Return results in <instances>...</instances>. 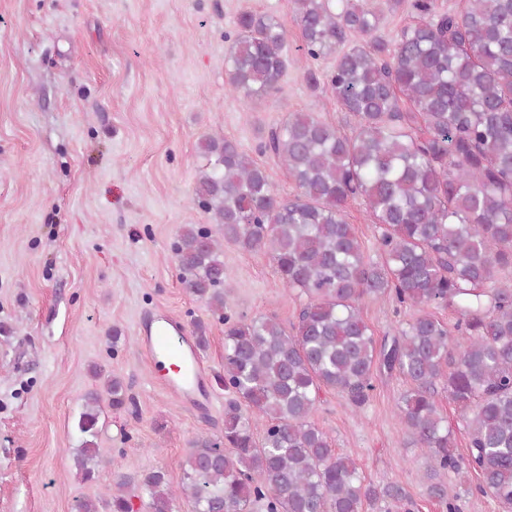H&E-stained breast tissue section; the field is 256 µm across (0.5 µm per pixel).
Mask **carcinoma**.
Masks as SVG:
<instances>
[{
    "mask_svg": "<svg viewBox=\"0 0 512 512\" xmlns=\"http://www.w3.org/2000/svg\"><path fill=\"white\" fill-rule=\"evenodd\" d=\"M294 0L302 50L332 56L325 86L350 133L294 112L259 144L298 188L278 194L240 144L222 134L200 141L205 169L192 201L213 224L181 228L172 251L185 288L224 322V435L194 442L174 489L160 468L141 476L149 512H362L382 502L410 512L398 481L365 482L356 463L309 421L322 390L359 408L379 365L409 382L395 408L429 453L430 497L459 512L446 479L512 507V0H464L439 13L411 0L415 21L385 39L367 0ZM226 92L264 99L282 91L288 67L284 26L244 12L225 56ZM360 199L379 225L380 260L366 259L344 218ZM270 254L283 285L307 298L295 333L273 318L239 319L226 306L224 244ZM416 310L381 346L361 316L364 300ZM457 315L450 329L430 312ZM455 403L469 438L468 468L451 450L453 430L437 402ZM112 407L126 402L107 382ZM100 395L87 396L77 422L85 436L76 465L91 478ZM265 420L261 441L252 421ZM131 478L113 483L112 512H131Z\"/></svg>",
    "mask_w": 512,
    "mask_h": 512,
    "instance_id": "cac0c4a2",
    "label": "carcinoma"
}]
</instances>
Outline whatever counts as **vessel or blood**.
I'll use <instances>...</instances> for the list:
<instances>
[{
  "label": "vessel or blood",
  "instance_id": "vessel-or-blood-1",
  "mask_svg": "<svg viewBox=\"0 0 512 512\" xmlns=\"http://www.w3.org/2000/svg\"><path fill=\"white\" fill-rule=\"evenodd\" d=\"M140 345L177 395L192 401L206 396L198 348L181 323L166 314L154 315L144 325Z\"/></svg>",
  "mask_w": 512,
  "mask_h": 512
}]
</instances>
